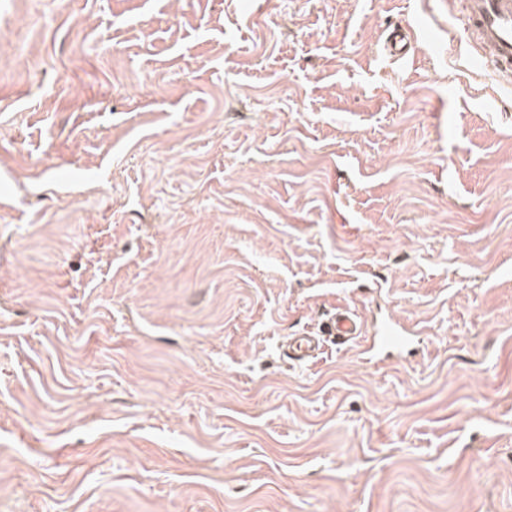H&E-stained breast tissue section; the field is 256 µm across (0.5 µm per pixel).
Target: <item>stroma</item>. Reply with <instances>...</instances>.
<instances>
[{
  "label": "stroma",
  "instance_id": "1",
  "mask_svg": "<svg viewBox=\"0 0 512 512\" xmlns=\"http://www.w3.org/2000/svg\"><path fill=\"white\" fill-rule=\"evenodd\" d=\"M475 54L448 0H0V512H512ZM343 307L426 340L283 354ZM414 33L411 28L395 25L385 34L384 51L396 58H406L410 53V41ZM282 346L288 358L296 362L315 361L324 348L322 340L309 332L287 337Z\"/></svg>",
  "mask_w": 512,
  "mask_h": 512
}]
</instances>
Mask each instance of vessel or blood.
<instances>
[{
	"mask_svg": "<svg viewBox=\"0 0 512 512\" xmlns=\"http://www.w3.org/2000/svg\"><path fill=\"white\" fill-rule=\"evenodd\" d=\"M465 18V31L476 51V65L512 80V0H460ZM411 28L393 26L385 34L384 51L393 57L404 58L410 53ZM329 331L343 341L360 343L362 353L373 358L379 353L394 354L423 343L420 332L394 320L382 321L365 328L354 311L342 309L329 320ZM289 359L310 362L318 358L324 345L321 339L308 332L287 337L283 343Z\"/></svg>",
	"mask_w": 512,
	"mask_h": 512,
	"instance_id": "obj_1",
	"label": "vessel or blood"
}]
</instances>
